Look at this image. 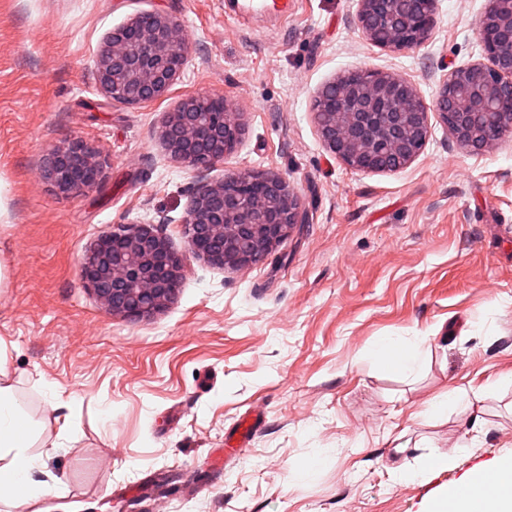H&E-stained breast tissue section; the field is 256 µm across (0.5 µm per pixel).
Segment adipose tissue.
<instances>
[{
	"instance_id": "obj_1",
	"label": "adipose tissue",
	"mask_w": 512,
	"mask_h": 512,
	"mask_svg": "<svg viewBox=\"0 0 512 512\" xmlns=\"http://www.w3.org/2000/svg\"><path fill=\"white\" fill-rule=\"evenodd\" d=\"M376 352L383 367L399 377H412L422 368L418 340L386 336ZM37 440V432L0 361V503L29 510L44 497H63L43 455L33 451ZM431 512H512V460L492 474L473 477L464 490L446 492L433 503Z\"/></svg>"
}]
</instances>
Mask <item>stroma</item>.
I'll list each match as a JSON object with an SVG mask.
<instances>
[{
  "instance_id": "stroma-1",
  "label": "stroma",
  "mask_w": 512,
  "mask_h": 512,
  "mask_svg": "<svg viewBox=\"0 0 512 512\" xmlns=\"http://www.w3.org/2000/svg\"><path fill=\"white\" fill-rule=\"evenodd\" d=\"M488 5L437 0L428 40L395 52L358 26L359 0H299L271 31L225 18L224 0H0V349L53 447L64 495L45 512H430L449 482L512 458V132L473 153L434 115L410 163L359 171L325 148L312 109L320 87L361 69L432 102L446 74L479 60ZM146 12L179 21L185 70L162 99L110 100L98 52ZM195 94L224 98L246 128L204 172L158 140ZM73 137L107 167L63 197L38 173ZM257 171L288 178L308 223L252 267L187 254L180 221L199 185ZM163 216L183 278L164 311L130 321L83 286L79 261L113 225ZM385 336L420 339L419 376L383 369L372 351ZM461 385L471 407L419 418ZM53 391L77 427L63 442L46 416ZM253 410L259 428L223 461ZM433 452L447 469L397 479ZM311 456L313 474L290 480V461Z\"/></svg>"
}]
</instances>
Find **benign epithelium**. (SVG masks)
<instances>
[{
  "mask_svg": "<svg viewBox=\"0 0 512 512\" xmlns=\"http://www.w3.org/2000/svg\"><path fill=\"white\" fill-rule=\"evenodd\" d=\"M394 0H360L357 21L369 40L374 34L367 18L384 13ZM425 23L419 35L407 39L412 19L392 17L403 40L388 48L420 46L434 24L435 0H424ZM484 61L452 70L432 104L423 101L404 77L376 73L368 85H348V111L339 122H317L324 146L348 166L371 170L361 138L376 139L392 148L404 163L425 147L430 113H435L457 142L480 151L512 130V113L494 112V102L512 97V0H490L478 21ZM188 62V47L179 23L156 12L141 13L112 30L97 55L95 81L109 99L129 104L158 100ZM245 133L238 113L222 99L190 95L167 114L159 139L176 162L198 171L224 161L235 147L225 126ZM105 160L83 140L73 138L53 146L40 171L56 193L70 196L96 187ZM259 182L261 196L248 208L227 192L242 178ZM166 217L147 224H118L101 234L79 264V275L98 301L114 314L131 320L149 318L175 299L183 277L184 259L176 253L164 227ZM308 223L303 202L288 179L279 174H230L201 184L181 220L187 251L220 268L240 269L266 261L295 229Z\"/></svg>",
  "mask_w": 512,
  "mask_h": 512,
  "instance_id": "benign-epithelium-1",
  "label": "benign epithelium"
}]
</instances>
